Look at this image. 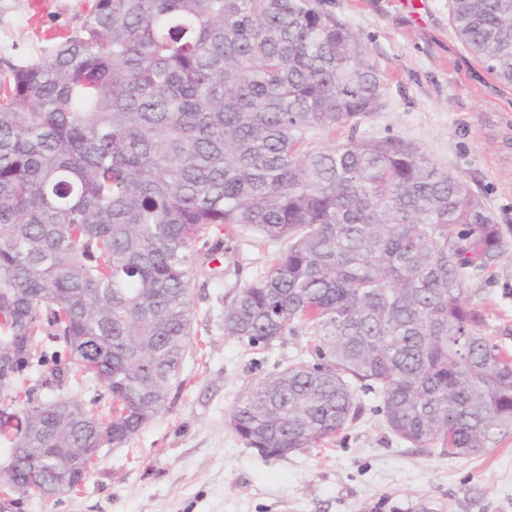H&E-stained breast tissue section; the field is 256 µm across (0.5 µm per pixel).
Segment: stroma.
I'll list each match as a JSON object with an SVG mask.
<instances>
[{
    "label": "stroma",
    "instance_id": "stroma-1",
    "mask_svg": "<svg viewBox=\"0 0 512 512\" xmlns=\"http://www.w3.org/2000/svg\"><path fill=\"white\" fill-rule=\"evenodd\" d=\"M88 0H0V45L34 60L74 28ZM357 33L385 89L357 129L319 135L396 136L480 196L505 243L494 265L466 288L481 330L512 355V86L473 58L449 20L448 0H320ZM231 240L234 274L198 265L192 279V340L168 408L129 442L102 452L76 492L24 498L11 512H512V433L476 456L413 447L384 422L375 394L361 414L317 447L264 459L228 426L260 381L315 358L312 336L289 334L268 349L225 335L224 304L274 265L280 245L213 226Z\"/></svg>",
    "mask_w": 512,
    "mask_h": 512
}]
</instances>
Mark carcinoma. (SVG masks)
Segmentation results:
<instances>
[{
    "mask_svg": "<svg viewBox=\"0 0 512 512\" xmlns=\"http://www.w3.org/2000/svg\"><path fill=\"white\" fill-rule=\"evenodd\" d=\"M465 47L512 84V0H449ZM384 82L361 38L317 0H92L33 61L0 53V360L25 424L5 494L92 467L167 409L191 341L210 226L286 249L224 306V335L265 348L316 340V361L272 374L228 424L262 458L335 435L374 392L390 431L471 456L512 432V357L465 297L504 252L463 179L399 138L328 146L314 135L378 109ZM52 363L116 404L35 400ZM37 448L35 455L23 452Z\"/></svg>",
    "mask_w": 512,
    "mask_h": 512,
    "instance_id": "obj_1",
    "label": "carcinoma"
}]
</instances>
